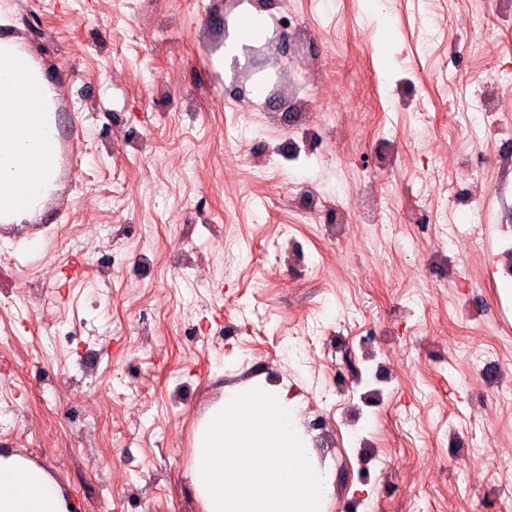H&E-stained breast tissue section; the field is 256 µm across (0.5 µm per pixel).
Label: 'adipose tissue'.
Returning <instances> with one entry per match:
<instances>
[{
    "label": "adipose tissue",
    "mask_w": 512,
    "mask_h": 512,
    "mask_svg": "<svg viewBox=\"0 0 512 512\" xmlns=\"http://www.w3.org/2000/svg\"><path fill=\"white\" fill-rule=\"evenodd\" d=\"M53 94L22 40L0 32V215L19 221L34 215L47 196L51 132L44 113ZM59 483L27 455L0 452V512H70Z\"/></svg>",
    "instance_id": "adipose-tissue-1"
}]
</instances>
